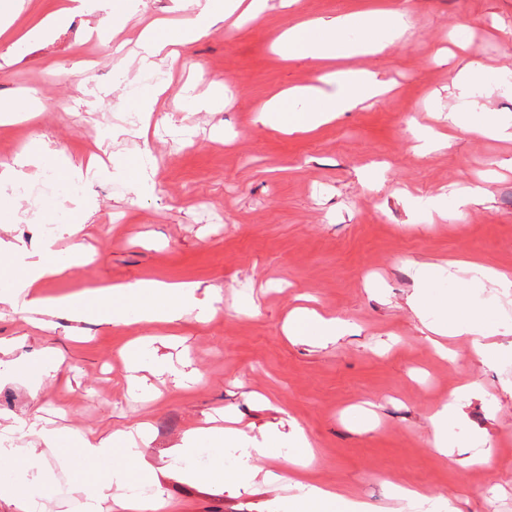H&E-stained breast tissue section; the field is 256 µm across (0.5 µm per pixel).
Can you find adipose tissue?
<instances>
[{
	"label": "adipose tissue",
	"mask_w": 512,
	"mask_h": 512,
	"mask_svg": "<svg viewBox=\"0 0 512 512\" xmlns=\"http://www.w3.org/2000/svg\"><path fill=\"white\" fill-rule=\"evenodd\" d=\"M246 7L252 18L263 12V0H195L194 9L176 27L154 26L143 36L139 52V68L153 70L159 60L176 59L179 50L194 43L211 29L227 21L239 7ZM404 33V14L392 9L372 15L354 13L303 21L288 27L278 38L281 51L287 56L322 63L350 58L360 54L380 53ZM316 86L280 93L260 109L257 120L269 129L312 131L353 111L363 101L380 96L384 85L376 72L347 68L323 73ZM13 261L20 265L23 278L0 288V304L14 313L35 316V325L44 329L51 317L63 314L73 322L94 321L102 325L126 326L132 323L152 325L173 324L184 316H195L204 322L216 309L212 294H199L197 287L140 280L132 284L86 290L61 298L43 296L44 281L63 275L69 266L83 263L85 254L80 245H73L65 261H57L52 247L32 254L17 246H9ZM454 321L428 322L427 328L438 336L454 333L471 337L473 351L484 361H492L495 352L482 342L484 328L469 312L463 300L453 303ZM293 335L313 337L325 342L348 334V323L307 308H298L289 316ZM7 431L27 430L35 436L34 444L18 448L0 442V468L10 477L0 481V500L13 506L14 512H36L37 495L45 484L46 452L52 451L73 463V485L87 499L88 512H159L163 506L160 494L151 498L137 497L133 489L142 481L157 483L159 476L172 475L184 480L196 477L184 465L200 444H208L215 455L206 477L210 484L220 486L233 482L247 486L265 469L266 459L277 457L293 469L307 466L311 443L300 428L279 431L254 438L234 427L199 426L187 431L181 442L171 448L169 461L152 467L145 460L143 448L134 437H114L112 441L68 438L60 430L48 426L40 417L18 419L7 424ZM111 464L106 481L90 477L91 470ZM274 512H368L365 503L347 498L337 490L297 479L289 494L273 503Z\"/></svg>",
	"instance_id": "1"
}]
</instances>
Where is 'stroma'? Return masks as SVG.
<instances>
[{
    "label": "stroma",
    "mask_w": 512,
    "mask_h": 512,
    "mask_svg": "<svg viewBox=\"0 0 512 512\" xmlns=\"http://www.w3.org/2000/svg\"><path fill=\"white\" fill-rule=\"evenodd\" d=\"M64 0H10L11 31L24 35ZM397 0H268L262 16L218 26L164 62L171 80L143 135L109 138L130 127L138 92L154 83L137 69L138 37L155 20L177 25L172 0H143L126 25V45L106 35V10L69 14L46 38L11 50L0 36V98L22 110L0 121V165L33 144L72 163L100 156L79 195L50 189L63 172L47 163L21 167L0 188V240L39 252L45 212L82 216L80 231L61 225L59 255L82 244L86 263L47 280L58 297L142 279L188 282L216 293L218 311L160 328L73 323L34 329L0 308V341L11 359L50 357L55 376L38 400L26 381L0 384V424L33 413L61 429L105 437L148 423L147 459L179 443L210 417L228 416L249 436L297 424L312 443L309 482L389 512L394 486L440 500L447 512H512V292L474 271L440 275L433 298L463 299L489 329L495 362L472 354L467 337L429 333L407 304L420 263L471 260L512 274V141L451 131L446 149L418 154L415 130L449 131L463 105L477 120L512 114V0H407L410 28L376 55L337 61L373 70L390 90L311 133L283 134L256 121L274 93L315 84L320 69L284 59L274 47L298 19L372 13ZM484 84L461 99L462 68ZM225 85L223 105L195 110L185 86ZM150 149L153 187L138 192L112 173L114 161L142 162ZM479 183L483 203L443 212L415 208L411 197L450 198ZM305 305L349 322L352 332L319 345L289 336V312ZM191 373L179 386L148 376L146 394L128 389L122 353L136 342ZM467 386L464 417L448 439L468 459L439 454L431 416L451 391ZM46 512H85L71 485V462L46 454ZM279 482L217 491L204 480L166 478L162 512H263L284 495L294 470L272 460Z\"/></svg>",
    "instance_id": "stroma-1"
}]
</instances>
